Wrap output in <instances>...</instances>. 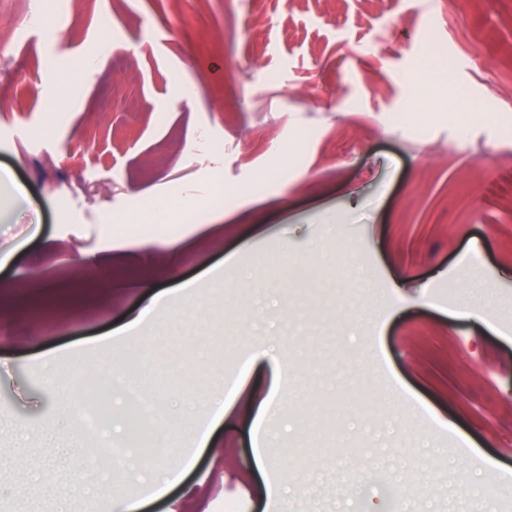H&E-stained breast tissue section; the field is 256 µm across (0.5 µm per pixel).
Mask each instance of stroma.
Returning a JSON list of instances; mask_svg holds the SVG:
<instances>
[{
	"label": "stroma",
	"mask_w": 512,
	"mask_h": 512,
	"mask_svg": "<svg viewBox=\"0 0 512 512\" xmlns=\"http://www.w3.org/2000/svg\"><path fill=\"white\" fill-rule=\"evenodd\" d=\"M1 43L0 512H512V0H0ZM422 64L483 121L415 111ZM148 202L137 261L88 265ZM255 346L276 358L244 368ZM100 372L155 399L138 460L182 467L164 497L113 465L121 394L119 432H83ZM283 376L270 504L240 474ZM225 379L185 461L181 407ZM171 291H162L159 292L152 300L151 305L142 311L139 316L129 321L123 330L124 333L122 336L129 337L135 330L140 328L146 321L154 317V315L166 308L168 303L170 302L169 294Z\"/></svg>",
	"instance_id": "1"
}]
</instances>
